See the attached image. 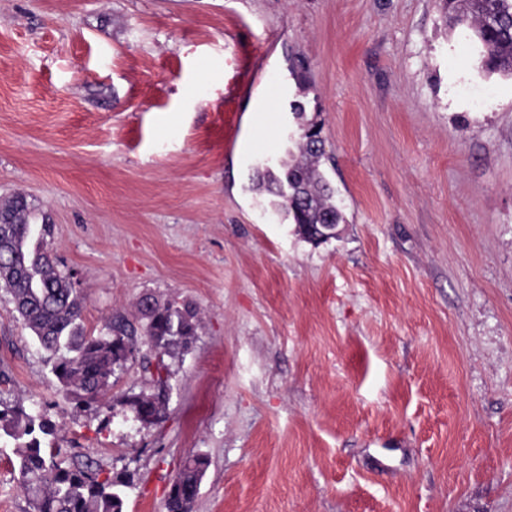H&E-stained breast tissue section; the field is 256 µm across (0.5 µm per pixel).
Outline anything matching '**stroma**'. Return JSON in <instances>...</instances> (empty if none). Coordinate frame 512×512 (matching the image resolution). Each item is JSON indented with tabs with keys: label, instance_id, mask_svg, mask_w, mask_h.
<instances>
[{
	"label": "stroma",
	"instance_id": "1",
	"mask_svg": "<svg viewBox=\"0 0 512 512\" xmlns=\"http://www.w3.org/2000/svg\"><path fill=\"white\" fill-rule=\"evenodd\" d=\"M476 53L443 0H0V203L48 214L86 330L200 318L144 425L140 363L80 410L0 290V398L130 474L125 512L196 453L192 512H512V79ZM310 127L317 246L251 189Z\"/></svg>",
	"mask_w": 512,
	"mask_h": 512
}]
</instances>
